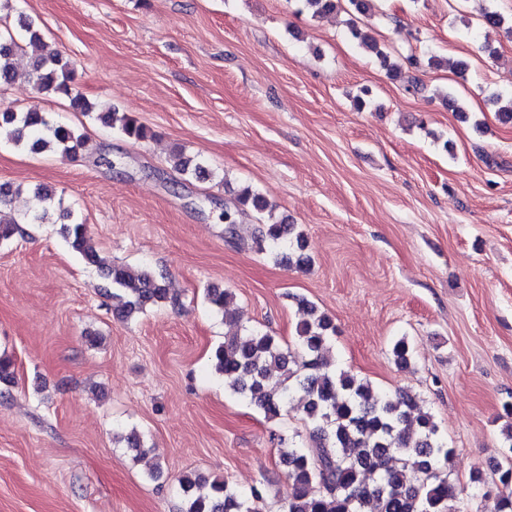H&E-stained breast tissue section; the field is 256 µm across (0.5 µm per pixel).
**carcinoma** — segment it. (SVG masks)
I'll use <instances>...</instances> for the list:
<instances>
[{"instance_id": "obj_1", "label": "carcinoma", "mask_w": 512, "mask_h": 512, "mask_svg": "<svg viewBox=\"0 0 512 512\" xmlns=\"http://www.w3.org/2000/svg\"><path fill=\"white\" fill-rule=\"evenodd\" d=\"M299 2L314 17L333 14L339 7L338 0ZM482 18L487 27L512 33V24L497 11L486 8ZM18 23L20 34L0 32V85L15 81V58L29 50L32 66L27 77L38 90L68 98L78 112H93V104L74 91L70 61L57 51H45L43 35L33 20L21 14ZM347 27L357 46L374 55L389 76L402 79L407 91L424 90L418 78L404 75L369 31L351 20ZM98 119L130 139L151 137L146 126L124 113L100 112ZM2 131L32 153L55 149L72 156L85 145L83 135L73 127L41 112L9 116L0 112ZM173 169L184 180L210 176L204 161L187 157L180 149L173 154ZM248 210L270 213L273 206L262 193L242 187L234 198V209L224 211L229 232H236L237 216ZM62 236L72 253L101 270L107 281L104 291L112 298V314L117 319L132 320L169 301L163 274L147 266L105 264L94 236L78 218L63 225ZM254 240L259 251L276 260L286 259L299 269L311 265L304 235L283 219L258 225ZM206 299L224 320H237L233 293L212 287ZM299 303L310 319L298 325L294 346L284 348L259 329H239L212 354L214 371L224 377L225 386L253 403L266 419H276L294 407L310 425L311 446L280 451L289 481L286 512H469V504L448 478L453 450L439 434L433 417L428 413L412 417L418 403L408 392L389 395L366 379L332 368L324 359V350L335 335V325L311 302L301 299ZM391 354L398 365L408 366L409 341L396 340ZM120 441L141 457L153 452L135 429L120 436ZM499 481L502 489L490 512H512V465L499 469ZM179 484L182 512H264L263 493L256 485L245 492L200 474L185 475Z\"/></svg>"}]
</instances>
